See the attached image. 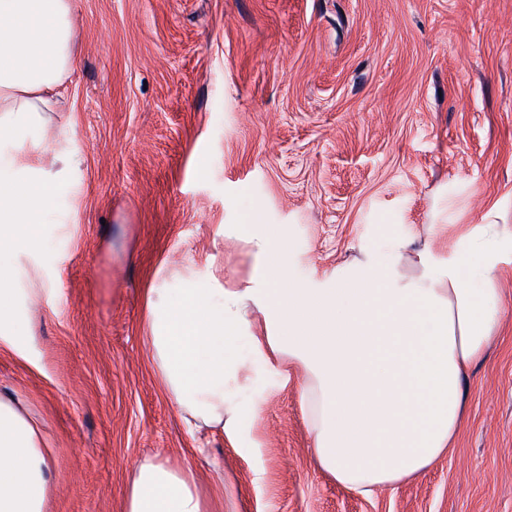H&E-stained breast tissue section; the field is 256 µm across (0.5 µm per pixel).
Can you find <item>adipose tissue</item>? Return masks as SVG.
<instances>
[{"label":"adipose tissue","instance_id":"ef3b65f1","mask_svg":"<svg viewBox=\"0 0 512 512\" xmlns=\"http://www.w3.org/2000/svg\"><path fill=\"white\" fill-rule=\"evenodd\" d=\"M73 0H0V247L39 249L29 224L53 184L42 165H25L26 139L48 125L56 89L72 66ZM253 270L246 287L179 275L150 291L148 336L157 378L194 432L237 443L257 407L238 394L251 381L237 354L249 336L255 357L276 365L280 384L299 372L301 408L314 465L347 491L369 495L418 476L453 448L472 369L485 362L502 316L496 286L498 238L448 255L424 249L418 276L368 260L335 276L298 282L288 275L277 227H252ZM0 272V346L26 355L16 289ZM41 423L0 397V512H46L51 490ZM125 512H205L191 471L139 464Z\"/></svg>","mask_w":512,"mask_h":512}]
</instances>
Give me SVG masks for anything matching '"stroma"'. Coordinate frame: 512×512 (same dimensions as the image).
Segmentation results:
<instances>
[{"mask_svg": "<svg viewBox=\"0 0 512 512\" xmlns=\"http://www.w3.org/2000/svg\"><path fill=\"white\" fill-rule=\"evenodd\" d=\"M54 133L78 161L56 190L22 310L34 362L0 348V395L44 424L47 512H124L137 466L191 469L207 512H512V253L504 315L452 451L369 497L311 462L300 382L249 339L251 437L191 433L144 344L150 289L216 270L243 286L246 236L274 224L306 281L407 244L512 235V0H74Z\"/></svg>", "mask_w": 512, "mask_h": 512, "instance_id": "1", "label": "stroma"}]
</instances>
